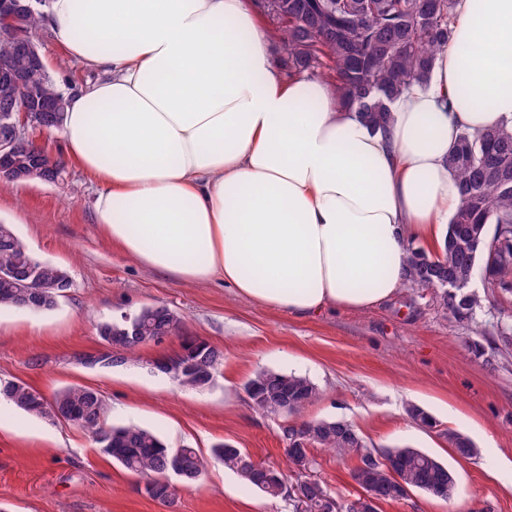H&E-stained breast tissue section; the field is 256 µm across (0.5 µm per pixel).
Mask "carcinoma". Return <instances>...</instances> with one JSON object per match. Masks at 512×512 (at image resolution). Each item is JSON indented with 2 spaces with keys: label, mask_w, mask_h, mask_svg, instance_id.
Masks as SVG:
<instances>
[{
  "label": "carcinoma",
  "mask_w": 512,
  "mask_h": 512,
  "mask_svg": "<svg viewBox=\"0 0 512 512\" xmlns=\"http://www.w3.org/2000/svg\"><path fill=\"white\" fill-rule=\"evenodd\" d=\"M274 7H258L278 24L277 35L288 58V72L325 69L328 87L342 104L357 110L361 120L384 132L391 121L389 103L415 85L426 84L438 51L454 37L459 25L457 0H273ZM44 19L39 10L19 14V29L32 33ZM12 60L24 73L22 82L0 75V122L7 107L33 100L41 106L65 100L48 69L33 68L19 54L11 38L0 33V60ZM455 172L460 204L447 225L439 250L431 254L408 248L406 282L418 288L440 291L451 316L471 322L483 307V299L468 291L479 267L488 276L493 294H512V123L484 132L460 133L448 156ZM51 178L60 161L33 145L19 147L0 161V190L23 182L21 174L31 168ZM33 267L40 287L41 311L56 309L72 288L69 271L35 255L15 234L11 225L0 223V308H25L32 288L26 287L28 267ZM180 317L164 305L144 306L130 315L96 325L101 343L111 349L101 367L127 362L143 345L161 342V337L179 332ZM224 361L221 348L188 338L173 357L154 362V369L168 375L183 389L203 390L212 384ZM253 410L281 413L288 400V413L298 412L319 398L317 386L294 374L260 368L244 386ZM0 397L36 418L69 422L92 435L101 451L126 471L145 479V492L172 508L177 487L165 481L173 474L184 484L200 480L208 460L195 448L172 449L150 429L139 425H105V403L87 386H68L50 399L25 383L0 384ZM419 426L433 429L436 422L423 408L408 409ZM287 443L285 458L293 474L313 466L312 451L320 448L338 458L353 457L357 465L353 480L363 490H372L384 502L402 499V489L421 491L441 500L439 489L448 485V467L417 448H375L344 419H315L291 423L281 430ZM448 447L470 449L473 441L453 430L442 433ZM214 460L239 474L270 498L283 495L280 482L264 483L266 472L242 449L219 443L211 450ZM326 487L319 480L306 486L304 508L294 512H323Z\"/></svg>",
  "instance_id": "1"
}]
</instances>
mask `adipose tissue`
Returning <instances> with one entry per match:
<instances>
[{
    "label": "adipose tissue",
    "mask_w": 512,
    "mask_h": 512,
    "mask_svg": "<svg viewBox=\"0 0 512 512\" xmlns=\"http://www.w3.org/2000/svg\"><path fill=\"white\" fill-rule=\"evenodd\" d=\"M429 83L372 131L326 86L286 77L254 0H50L71 92L66 151L95 221L137 262L218 279L269 309L361 312L404 284L459 202L461 131L512 121V0H459Z\"/></svg>",
    "instance_id": "obj_1"
}]
</instances>
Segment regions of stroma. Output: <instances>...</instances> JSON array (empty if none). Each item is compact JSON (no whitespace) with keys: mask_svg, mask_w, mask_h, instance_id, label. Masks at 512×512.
<instances>
[{"mask_svg":"<svg viewBox=\"0 0 512 512\" xmlns=\"http://www.w3.org/2000/svg\"><path fill=\"white\" fill-rule=\"evenodd\" d=\"M58 88L71 93L97 82L99 71L68 60L48 24L34 32ZM97 186L73 163L55 183L31 180L0 191V222L13 225L42 259L66 267L73 286L53 311L0 310V382L25 383L45 397L69 385L97 390L111 423H135L169 446L210 453L220 441L256 461L284 466L287 420L344 419L375 446H409L452 470L457 494L444 502L414 491L378 512H512V486L500 472L512 464V298L490 295L483 271L469 288L484 298L470 325L456 322L432 292L403 285L365 312L327 310L294 316L239 296L223 282L192 284L137 263L115 249L95 222ZM162 304L181 318L176 335L143 346L109 369L79 359L101 348L98 322ZM483 336L484 356L463 344ZM224 351L214 384L184 390L152 368L175 355L186 337ZM260 367L306 377L318 400L286 418L255 412L244 390ZM416 405L439 427L427 431L407 415ZM468 436L477 456H457L443 430ZM313 477L332 497L360 494L356 462L314 450ZM0 512H293L288 497L267 498L214 463L198 484L179 487L175 509L150 498L144 481L103 454L71 422L34 418L13 408L0 414Z\"/></svg>","mask_w":512,"mask_h":512,"instance_id":"1","label":"stroma"}]
</instances>
